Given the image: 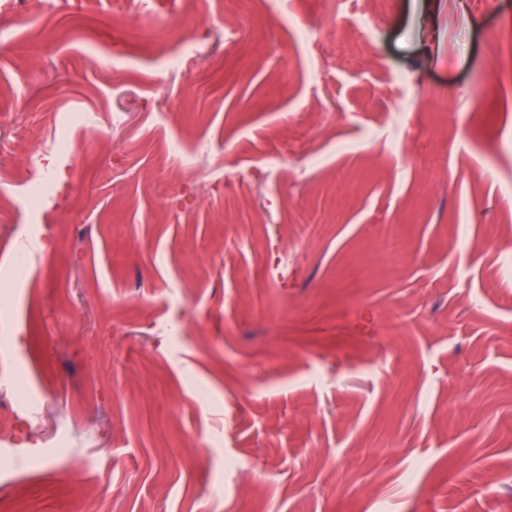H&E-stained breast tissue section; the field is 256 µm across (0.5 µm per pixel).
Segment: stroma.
I'll return each instance as SVG.
<instances>
[{
	"label": "stroma",
	"mask_w": 512,
	"mask_h": 512,
	"mask_svg": "<svg viewBox=\"0 0 512 512\" xmlns=\"http://www.w3.org/2000/svg\"><path fill=\"white\" fill-rule=\"evenodd\" d=\"M60 138L65 236L0 158V499L512 512V0H27L0 142Z\"/></svg>",
	"instance_id": "obj_1"
}]
</instances>
